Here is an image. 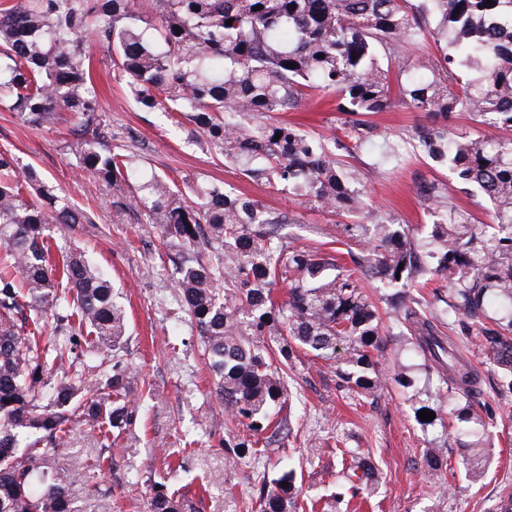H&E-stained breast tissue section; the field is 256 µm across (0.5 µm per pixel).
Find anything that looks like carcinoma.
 <instances>
[{"label": "carcinoma", "mask_w": 512, "mask_h": 512, "mask_svg": "<svg viewBox=\"0 0 512 512\" xmlns=\"http://www.w3.org/2000/svg\"><path fill=\"white\" fill-rule=\"evenodd\" d=\"M261 5L263 9L253 10ZM233 20L232 25L225 21ZM107 48L113 78L135 101L184 112L203 139L240 174L288 189L318 210L356 219L343 252L289 248L278 234L291 216L252 197L209 187L195 205L162 177L129 202L179 248L176 288L202 339L215 394L267 446L288 436L280 417L292 399L283 380L295 349L331 361L349 394L369 398L385 384L374 354L386 328L363 282L375 278L398 299L396 325L415 340L437 406H426L460 436L465 476L479 481L490 449L472 409L481 377L438 326L460 322L484 359L501 368L499 393L512 394V0H7L0 5V108L36 127L69 116L79 168L111 184L133 174L112 146L87 42ZM432 40L436 57L411 55ZM294 63L295 68L287 67ZM330 101L340 135L315 137L275 118L307 100ZM401 104L429 119L412 139L423 156L490 203L497 225L474 224L434 183L417 194L440 217L436 246L421 249L414 228L365 212L351 164L383 137L368 116ZM465 111L502 135L471 139L448 121ZM281 137H276V134ZM397 164L417 157L387 143ZM76 208L19 171L0 152V512H73L74 476L54 470L49 449L81 420L100 431L101 453L138 418L135 373L119 353L126 313L112 280L74 251L52 260L48 224H91ZM435 291L441 315L407 296ZM224 279V292L217 282ZM288 286L274 296V285ZM502 308L490 326L487 308ZM350 357L336 361L341 346ZM45 447H39L40 443ZM338 496L373 489L371 466L346 464ZM429 477L448 471L443 449L425 450ZM291 471L256 489L259 512H297ZM151 512H186L167 485L152 486Z\"/></svg>", "instance_id": "obj_1"}]
</instances>
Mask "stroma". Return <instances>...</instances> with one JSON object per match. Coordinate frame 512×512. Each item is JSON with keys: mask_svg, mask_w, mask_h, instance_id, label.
Wrapping results in <instances>:
<instances>
[{"mask_svg": "<svg viewBox=\"0 0 512 512\" xmlns=\"http://www.w3.org/2000/svg\"><path fill=\"white\" fill-rule=\"evenodd\" d=\"M88 51L113 143L130 155L137 179L109 186L80 173L65 126L33 127L0 109V152L11 153L22 169L33 170L49 191L95 212L92 224L51 225L53 253L83 250L108 272L128 316L122 359L140 377L135 396L142 417L112 448L111 463L98 461V429L81 423L73 427L67 445L54 452L57 468L75 477L74 512H150L157 482L192 500L195 512H252L257 487L285 468L294 470L301 500L332 502L333 512H498L501 495L512 491V395L496 394L492 367L456 326L448 337L463 357L478 365L483 394L474 408L492 425L484 441L492 462L479 484L466 479L461 445L443 425L424 426L417 420L416 408L433 404L437 384L401 336L391 337L379 368L405 375L410 387L389 384L376 399L363 403L348 398L328 362L296 353L289 380L296 397L286 413L288 438L272 443L264 454L247 457L245 464L233 463L229 445L250 440L251 433L232 420L213 393L201 340L175 286L173 249L157 225L146 223L142 210L119 214L114 204L135 195L140 181L157 174L180 187H234L268 210L294 216V223L279 229L292 247H337L344 219L242 176L206 143L190 137L191 124L182 113L137 104L113 80L103 47L93 42ZM279 118L323 136L338 127L336 113L320 104L280 113ZM379 157L378 149L367 148L356 163L368 202L376 213L416 228L419 244L432 245L435 220L416 194L420 182L439 183L476 221H488L486 199L463 191L446 168L418 158L381 178L372 168ZM339 441L375 465L378 488L370 498L336 501L341 462L334 446ZM432 447L444 449L448 457L442 486L423 467V451Z\"/></svg>", "mask_w": 512, "mask_h": 512, "instance_id": "obj_1", "label": "stroma"}]
</instances>
